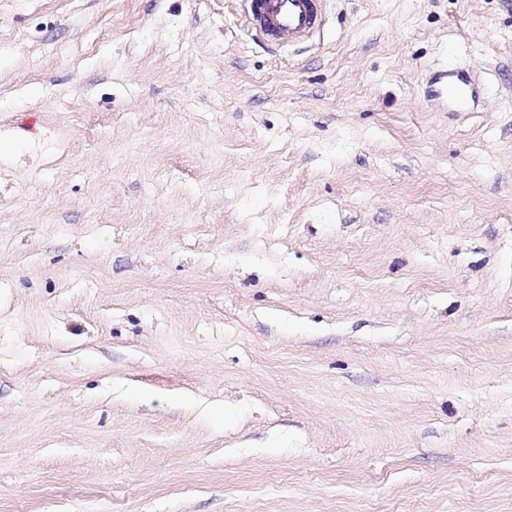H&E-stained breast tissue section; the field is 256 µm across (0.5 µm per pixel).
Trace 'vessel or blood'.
Here are the masks:
<instances>
[{
	"instance_id": "vessel-or-blood-1",
	"label": "vessel or blood",
	"mask_w": 512,
	"mask_h": 512,
	"mask_svg": "<svg viewBox=\"0 0 512 512\" xmlns=\"http://www.w3.org/2000/svg\"><path fill=\"white\" fill-rule=\"evenodd\" d=\"M258 37L274 43L311 39L323 23L321 0H247Z\"/></svg>"
}]
</instances>
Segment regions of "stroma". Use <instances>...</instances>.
<instances>
[{"label": "stroma", "instance_id": "stroma-1", "mask_svg": "<svg viewBox=\"0 0 512 512\" xmlns=\"http://www.w3.org/2000/svg\"><path fill=\"white\" fill-rule=\"evenodd\" d=\"M0 512H512V0H0ZM261 39L274 44L310 40L323 23L322 0H246Z\"/></svg>", "mask_w": 512, "mask_h": 512}]
</instances>
